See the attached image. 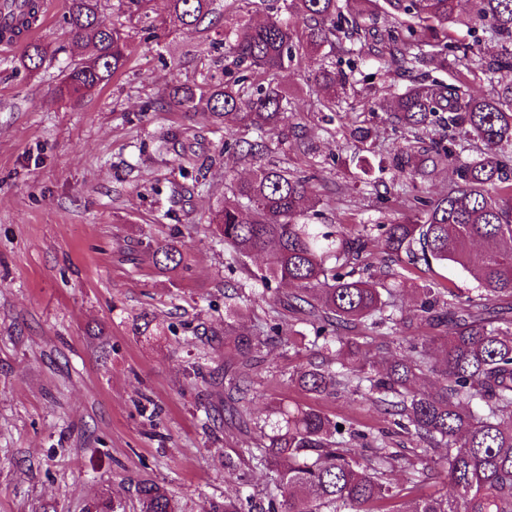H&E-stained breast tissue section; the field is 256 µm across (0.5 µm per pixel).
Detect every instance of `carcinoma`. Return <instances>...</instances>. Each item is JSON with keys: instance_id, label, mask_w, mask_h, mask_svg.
Returning <instances> with one entry per match:
<instances>
[{"instance_id": "cac0c4a2", "label": "carcinoma", "mask_w": 512, "mask_h": 512, "mask_svg": "<svg viewBox=\"0 0 512 512\" xmlns=\"http://www.w3.org/2000/svg\"><path fill=\"white\" fill-rule=\"evenodd\" d=\"M128 19L152 28L151 0H121ZM169 22L207 34L209 48H228L243 72L234 82L173 85L166 107L189 112L205 103L211 123L224 128V151L257 161L269 152L263 133L288 128V96L262 75L292 64L305 53H341L348 68L376 51L367 38L365 17L352 0H288L287 15L259 23L218 25L217 0H166ZM396 26L379 51L387 72L409 78L394 95L393 118L414 133V144L394 156L395 165L425 177L440 165L453 167L456 179L435 198H415L423 217L396 224H359L331 230L300 221L307 210L309 178L267 164L235 184L233 199L214 211L213 223L228 255L227 268L255 254L267 257L255 274L263 286L288 282L295 291L287 307L315 330L312 356L288 382L314 396L359 394L389 426L411 436L418 459L436 449L455 494L414 503L410 512H512V166L501 150L512 147V0H386ZM11 9V23L0 26L18 34L37 22L40 0H0ZM64 23L72 40L88 49L70 62L57 86L61 98L83 99L103 88L127 64L130 49L124 23L106 21L100 0H66ZM481 27L501 51L481 62L483 73L500 79L493 99L471 95L457 85L429 79L425 63L448 67L459 46L448 31ZM435 49L426 53L423 47ZM48 49L37 41L22 45L17 68L39 73ZM314 81L332 103L349 75L334 66ZM477 137L485 155L472 162L459 158L451 138L422 145L419 132L429 124ZM243 129L257 131L248 139ZM380 240L384 253L405 257L414 268L456 265L471 273L477 286L462 290L423 287L414 319L441 327L443 353L431 357L430 340L411 339L377 367L360 358L357 337L347 332L396 329L392 289L378 286L360 266L366 243ZM153 264L167 272L182 264L172 242L149 246ZM293 325L279 319L247 334L224 321V349L237 359L224 369V412L238 427L254 423L251 405L259 397L249 367L267 341L293 348ZM276 420L251 452L253 468L263 470L270 491L261 500L224 495L206 512H370L367 506L392 495L388 471L398 458L380 443L384 431L368 435L347 421L310 407L280 405ZM343 429H338V426ZM359 445L375 449L376 464L363 465L350 455ZM140 512H181L168 488L153 480L134 484ZM85 512H125V505L96 499Z\"/></svg>"}]
</instances>
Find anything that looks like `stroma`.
Listing matches in <instances>:
<instances>
[{"label": "stroma", "mask_w": 512, "mask_h": 512, "mask_svg": "<svg viewBox=\"0 0 512 512\" xmlns=\"http://www.w3.org/2000/svg\"><path fill=\"white\" fill-rule=\"evenodd\" d=\"M48 2L32 38L48 47L52 63L30 76L17 69L16 52H0V512H83L99 495L139 512L130 487L141 479L165 484L183 512H206L210 500L238 487L224 475L228 456L246 474L248 492L262 494L267 479L248 455L260 431L225 424L215 384L228 357L213 337L223 333L229 305L247 331L273 316L305 336L314 331L279 304L290 285L255 299L251 274L261 260L227 269L224 246L212 233V212L257 163L225 153L223 130L207 126L202 112L165 105L172 82L206 75L228 81L237 70L224 52L193 54L203 33L170 28L165 0H153V30L127 23L125 68L97 94L71 103L55 88L63 67L83 50L66 33L65 0ZM450 39L467 54L434 77L496 97L497 81L478 62L497 45L464 27ZM330 63L311 53L272 73L293 114L287 129L264 134L270 161L309 176L323 223L392 224L408 215L407 199L446 192L451 168L415 179L391 164L413 137L392 122L391 101L377 88L386 83L398 92L405 80L381 75L375 60L359 62L330 112L313 81ZM369 95L375 102L368 109ZM357 126L369 129L367 140L351 137ZM167 133L183 155L158 151ZM196 161L207 169L210 192L202 196L192 190ZM171 239L184 262L164 273L147 246ZM363 260L375 272L390 268L383 283L407 314L423 285H473L452 264L407 273L385 265L374 242ZM228 280L240 284L239 295L225 297ZM309 354L305 344L295 354L274 343L263 347L253 371L260 393L255 417L282 401L363 429L382 426V415L360 396L314 398L288 386L289 373ZM386 445L404 463L389 475L395 498L375 512H408L419 499L450 494L439 453L431 455L435 477L426 481L410 467L411 437L392 433Z\"/></svg>", "instance_id": "stroma-1"}]
</instances>
